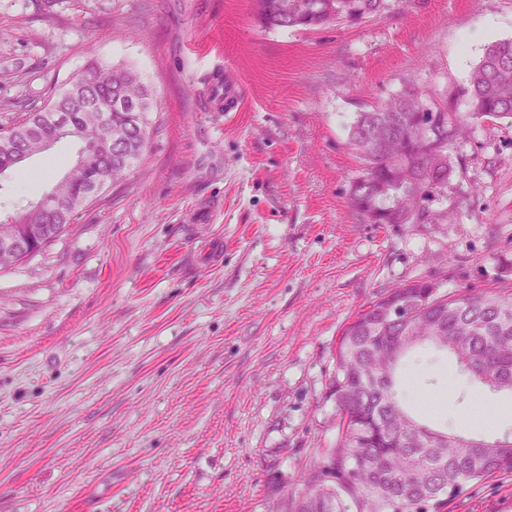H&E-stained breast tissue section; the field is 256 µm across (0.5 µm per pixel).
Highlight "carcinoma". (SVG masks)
Wrapping results in <instances>:
<instances>
[{"mask_svg": "<svg viewBox=\"0 0 512 512\" xmlns=\"http://www.w3.org/2000/svg\"><path fill=\"white\" fill-rule=\"evenodd\" d=\"M302 2L312 6L307 26L313 28L336 19L327 12L330 4H339L345 17L360 19L371 14L373 0ZM275 3L255 0L267 28L276 27ZM465 95L472 116L512 117L511 40L486 48ZM126 97L137 98L141 110L127 111L121 105ZM153 106V93L134 68L94 59L53 102L0 128L2 173L16 168L19 150L39 154L33 132L57 136V116L83 125L79 154L90 165L89 174L55 183L72 204L46 213L31 201L18 210L27 223L43 225L45 244L76 223L90 180L116 183L143 159L156 130ZM416 108L417 100L398 97L359 113L349 129L360 160L359 174L350 182V204L361 214L374 213L378 224H397L399 214L408 224L429 217L425 202L452 172L448 145L466 131L465 122L447 111L445 130L433 127L425 139L413 122ZM97 109L109 113L114 125L142 124L146 138L129 134L119 159L102 153L103 132L93 121ZM426 345L451 355L471 386L512 392V289H467L435 299L428 281L419 280L389 290L349 318L336 347L333 384L342 429L305 474L291 512H425V503L435 500L441 509L469 482L512 473V434L487 441L434 429L404 404L400 376ZM419 432L424 442L417 446Z\"/></svg>", "mask_w": 512, "mask_h": 512, "instance_id": "cac0c4a2", "label": "carcinoma"}]
</instances>
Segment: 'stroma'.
Segmentation results:
<instances>
[{
	"mask_svg": "<svg viewBox=\"0 0 512 512\" xmlns=\"http://www.w3.org/2000/svg\"><path fill=\"white\" fill-rule=\"evenodd\" d=\"M512 0H383L356 21L264 27L252 0H0V124L89 59L135 68L160 128L143 165L41 252L0 270V512H272L332 447L341 329L428 279L512 288V119L463 90ZM232 84L235 112L207 109ZM466 134L425 224L352 209L358 113L406 91ZM0 175V222L51 190ZM443 358L408 395L435 428L512 432V396ZM448 512H512V473Z\"/></svg>",
	"mask_w": 512,
	"mask_h": 512,
	"instance_id": "obj_1",
	"label": "stroma"
}]
</instances>
